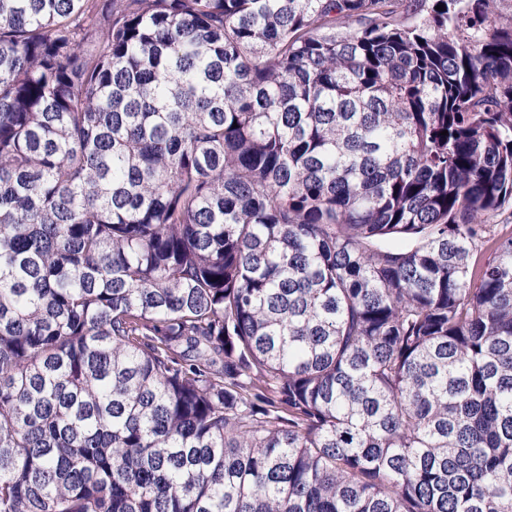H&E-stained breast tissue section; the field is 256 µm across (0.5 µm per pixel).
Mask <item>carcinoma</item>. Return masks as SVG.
<instances>
[{"label":"carcinoma","instance_id":"1","mask_svg":"<svg viewBox=\"0 0 512 512\" xmlns=\"http://www.w3.org/2000/svg\"><path fill=\"white\" fill-rule=\"evenodd\" d=\"M497 2L0 0V512H512Z\"/></svg>","mask_w":512,"mask_h":512}]
</instances>
